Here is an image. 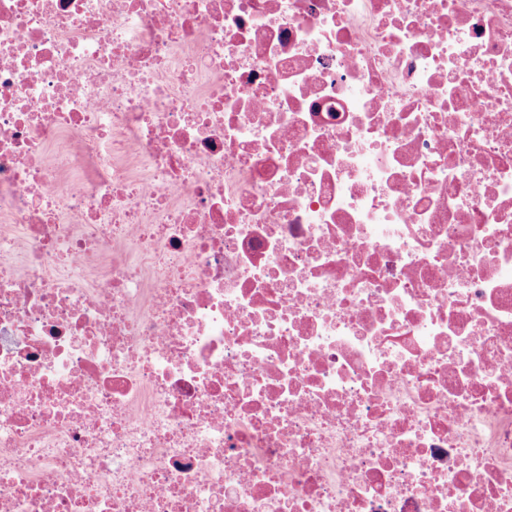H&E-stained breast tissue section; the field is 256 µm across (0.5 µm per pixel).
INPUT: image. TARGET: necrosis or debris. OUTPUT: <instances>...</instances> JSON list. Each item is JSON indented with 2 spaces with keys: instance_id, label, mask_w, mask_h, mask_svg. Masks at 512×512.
I'll return each instance as SVG.
<instances>
[{
  "instance_id": "necrosis-or-debris-1",
  "label": "necrosis or debris",
  "mask_w": 512,
  "mask_h": 512,
  "mask_svg": "<svg viewBox=\"0 0 512 512\" xmlns=\"http://www.w3.org/2000/svg\"><path fill=\"white\" fill-rule=\"evenodd\" d=\"M0 512H512V0H0Z\"/></svg>"
}]
</instances>
